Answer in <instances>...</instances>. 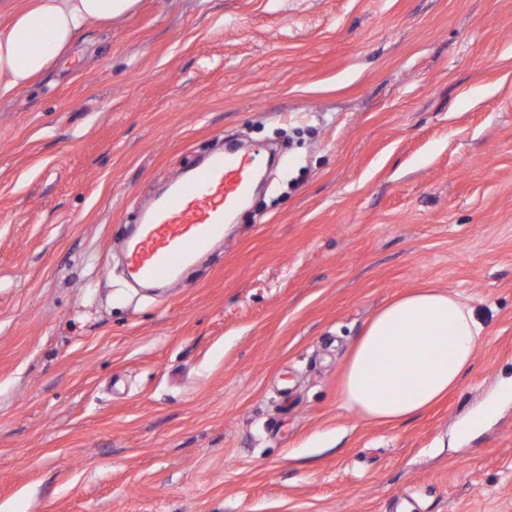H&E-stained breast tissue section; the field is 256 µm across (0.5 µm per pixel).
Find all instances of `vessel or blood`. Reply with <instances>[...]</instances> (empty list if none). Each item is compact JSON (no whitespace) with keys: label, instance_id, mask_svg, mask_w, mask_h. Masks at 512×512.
Here are the masks:
<instances>
[{"label":"vessel or blood","instance_id":"obj_1","mask_svg":"<svg viewBox=\"0 0 512 512\" xmlns=\"http://www.w3.org/2000/svg\"><path fill=\"white\" fill-rule=\"evenodd\" d=\"M265 149L215 151L169 181L145 208L124 245L125 271L134 284L178 277L202 253L224 242V223L250 194Z\"/></svg>","mask_w":512,"mask_h":512}]
</instances>
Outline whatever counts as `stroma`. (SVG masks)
Returning <instances> with one entry per match:
<instances>
[{
  "label": "stroma",
  "instance_id": "obj_1",
  "mask_svg": "<svg viewBox=\"0 0 512 512\" xmlns=\"http://www.w3.org/2000/svg\"><path fill=\"white\" fill-rule=\"evenodd\" d=\"M0 102V512H512V0H139ZM279 143L154 294L119 241L178 164ZM423 286L486 327L402 425L340 408Z\"/></svg>",
  "mask_w": 512,
  "mask_h": 512
}]
</instances>
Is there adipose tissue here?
I'll use <instances>...</instances> for the list:
<instances>
[{"label": "adipose tissue", "instance_id": "1", "mask_svg": "<svg viewBox=\"0 0 512 512\" xmlns=\"http://www.w3.org/2000/svg\"><path fill=\"white\" fill-rule=\"evenodd\" d=\"M138 0H23L0 24V102L58 68L90 24L105 25ZM485 329L459 293L420 288L375 313L346 357L343 409L398 423L441 401L469 373Z\"/></svg>", "mask_w": 512, "mask_h": 512}]
</instances>
